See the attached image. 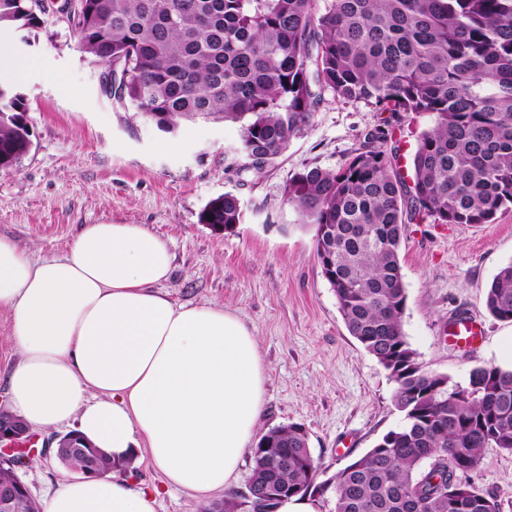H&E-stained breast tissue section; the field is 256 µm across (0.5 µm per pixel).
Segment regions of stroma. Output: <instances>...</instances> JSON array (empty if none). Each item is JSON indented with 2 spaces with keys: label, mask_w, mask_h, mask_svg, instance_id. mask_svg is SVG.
Wrapping results in <instances>:
<instances>
[{
  "label": "stroma",
  "mask_w": 512,
  "mask_h": 512,
  "mask_svg": "<svg viewBox=\"0 0 512 512\" xmlns=\"http://www.w3.org/2000/svg\"><path fill=\"white\" fill-rule=\"evenodd\" d=\"M43 5L39 28L0 29L1 50L35 61L21 82L0 78L24 95L31 140L0 170V236L46 257L67 251L86 224L143 226L172 254L161 292L177 304L230 310L257 336L266 373L258 430L302 426L330 474L364 454L401 420L394 384L347 331L315 256V228L282 196L306 167L340 168L387 113L325 95L275 165L240 172L231 151L239 124L199 118L177 134L160 131L105 94L104 66L84 58L53 0ZM227 192L241 201V223L231 232L201 223L206 203ZM400 261L403 330L424 363L462 384L476 366H512V323L484 306L488 284L512 262V210L490 224L407 225ZM461 314L482 329L468 347L446 335ZM17 474L42 505L67 476L55 457L37 452ZM125 476L157 491V512L199 508L148 463ZM473 481L497 495L500 512H512V454L485 449Z\"/></svg>",
  "instance_id": "obj_1"
}]
</instances>
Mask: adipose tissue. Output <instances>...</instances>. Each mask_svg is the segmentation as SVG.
Here are the masks:
<instances>
[{
	"instance_id": "1",
	"label": "adipose tissue",
	"mask_w": 512,
	"mask_h": 512,
	"mask_svg": "<svg viewBox=\"0 0 512 512\" xmlns=\"http://www.w3.org/2000/svg\"><path fill=\"white\" fill-rule=\"evenodd\" d=\"M165 242L137 224H88L62 255L0 237V306L16 364L1 385L29 426L78 431L113 461L144 455L200 501L236 478L263 407L256 336L232 311L172 303ZM46 512H156L117 474L65 479Z\"/></svg>"
}]
</instances>
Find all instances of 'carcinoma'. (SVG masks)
Returning a JSON list of instances; mask_svg holds the SVG:
<instances>
[{
	"label": "carcinoma",
	"mask_w": 512,
	"mask_h": 512,
	"mask_svg": "<svg viewBox=\"0 0 512 512\" xmlns=\"http://www.w3.org/2000/svg\"><path fill=\"white\" fill-rule=\"evenodd\" d=\"M74 24L91 61L123 66L120 100L167 133L199 117L241 124L237 166L260 173L309 125L321 93L363 100L401 122L430 115L410 172L386 121L337 170L305 168L283 201L316 228V257L351 336L389 372L400 423L316 482L306 431H265L251 449V496L199 512H273L318 496L328 512H499L469 473L484 449L512 454V369L473 368L465 385L429 369L403 330L400 262L408 224H489L512 207V0H80ZM28 0H0V26L32 29ZM24 96L0 86V168L30 148ZM238 196L211 199L200 221L231 231ZM485 308L512 323V262ZM96 475L117 468L96 448ZM10 512H41L16 493Z\"/></svg>",
	"instance_id": "carcinoma-1"
}]
</instances>
